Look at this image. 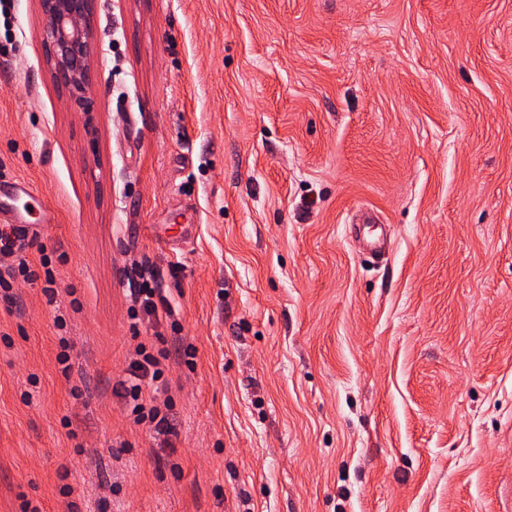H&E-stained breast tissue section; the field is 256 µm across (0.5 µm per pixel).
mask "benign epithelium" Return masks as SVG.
Listing matches in <instances>:
<instances>
[{
  "mask_svg": "<svg viewBox=\"0 0 512 512\" xmlns=\"http://www.w3.org/2000/svg\"><path fill=\"white\" fill-rule=\"evenodd\" d=\"M39 4L44 23L38 36L51 75L71 102L89 112L93 0H39Z\"/></svg>",
  "mask_w": 512,
  "mask_h": 512,
  "instance_id": "1",
  "label": "benign epithelium"
}]
</instances>
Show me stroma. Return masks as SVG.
Listing matches in <instances>:
<instances>
[{
  "label": "stroma",
  "instance_id": "obj_1",
  "mask_svg": "<svg viewBox=\"0 0 512 512\" xmlns=\"http://www.w3.org/2000/svg\"><path fill=\"white\" fill-rule=\"evenodd\" d=\"M41 26L0 8V181L57 217L0 301V512H512V0H94L87 112ZM144 266L196 350L158 430ZM157 354L158 356H155L153 353L147 352L145 346H140L138 356L141 359L131 365L130 377L128 381L121 383L117 394L130 402L135 422L149 423L161 428L168 424L167 414L162 413L156 405L146 403L142 395L141 383L146 377H150L153 382H158L162 378L165 368L163 361H166L168 357L167 350H158Z\"/></svg>",
  "mask_w": 512,
  "mask_h": 512
}]
</instances>
